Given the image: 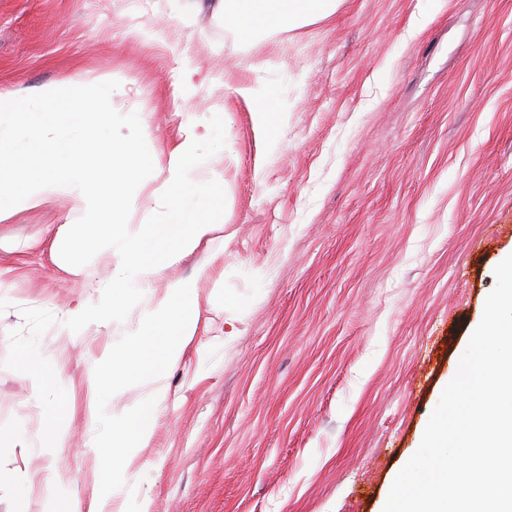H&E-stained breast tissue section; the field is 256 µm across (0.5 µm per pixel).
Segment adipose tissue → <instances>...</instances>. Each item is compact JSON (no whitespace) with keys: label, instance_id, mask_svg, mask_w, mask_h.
<instances>
[{"label":"adipose tissue","instance_id":"obj_1","mask_svg":"<svg viewBox=\"0 0 512 512\" xmlns=\"http://www.w3.org/2000/svg\"><path fill=\"white\" fill-rule=\"evenodd\" d=\"M337 0H219L218 10L224 23L240 35L248 36L260 28L278 27L293 21H316L331 15ZM169 164L174 181L184 196H200L219 189V182L199 177L193 140L184 139L173 145ZM87 446L112 458L109 490L89 500L72 498L70 512H149L146 500L137 493L146 464H135V451L148 447L153 429L140 421L135 409L112 410L104 401L95 373L87 375ZM124 488L123 496L111 491L112 485Z\"/></svg>","mask_w":512,"mask_h":512}]
</instances>
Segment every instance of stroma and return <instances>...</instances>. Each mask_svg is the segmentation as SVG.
Wrapping results in <instances>:
<instances>
[{"mask_svg": "<svg viewBox=\"0 0 512 512\" xmlns=\"http://www.w3.org/2000/svg\"><path fill=\"white\" fill-rule=\"evenodd\" d=\"M64 80L119 81L113 107L148 126L155 166L130 223L159 209L180 135L224 182L223 261L157 268L190 285L211 331L167 369L170 406L137 451L164 461L139 484L150 512H383L512 254V0H342L249 37L208 0H0V90ZM80 216L66 194L0 212V361L22 309L99 301L114 249L75 274L50 253ZM129 328L40 338L72 382L62 448L39 446L31 380L0 364V512H67L104 487L86 376Z\"/></svg>", "mask_w": 512, "mask_h": 512, "instance_id": "stroma-1", "label": "stroma"}]
</instances>
